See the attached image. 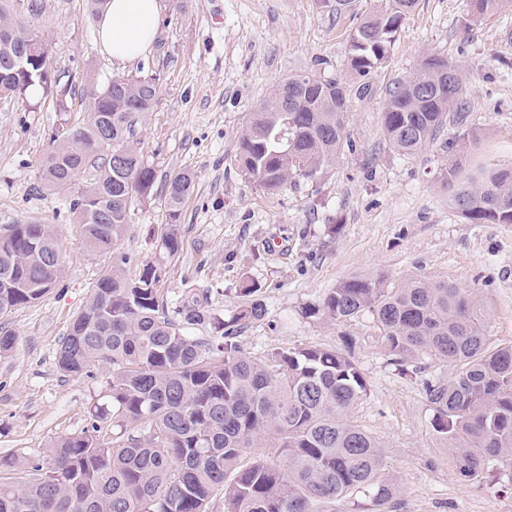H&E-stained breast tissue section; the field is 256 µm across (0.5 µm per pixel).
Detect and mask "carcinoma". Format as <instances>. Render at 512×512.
<instances>
[{
  "label": "carcinoma",
  "mask_w": 512,
  "mask_h": 512,
  "mask_svg": "<svg viewBox=\"0 0 512 512\" xmlns=\"http://www.w3.org/2000/svg\"><path fill=\"white\" fill-rule=\"evenodd\" d=\"M512 0H469L475 21ZM417 0H385L349 34L348 71L358 90L388 56ZM16 38L0 40V72L12 93L26 99L36 85L52 88L49 57H30L19 38L24 21L0 0V18ZM88 118L61 123L39 179L51 192L70 189L90 172L89 185L70 201L84 224V245L112 255V268L91 287L56 353L60 372L80 377L107 364V402L95 422L112 417V443L91 425L61 436L46 456L27 462L0 457V512H336L353 495L383 506L393 496L381 477L377 440L349 419L368 394L354 358L332 348L274 350L264 358L242 353L237 333L264 319V304L249 298L226 323L196 305L170 315L156 288L159 265L126 275L120 250L128 212L153 196L156 170L134 144L136 119L153 110L154 82L118 76L83 88ZM466 85L447 59L430 55L388 90L384 136L413 154L431 141L447 112L462 111ZM347 86L314 73L277 83L249 113L234 161L247 178L276 193L296 177L314 179L351 146ZM189 171L165 180L167 231L160 250L180 249L178 223L194 186ZM471 224H512V165L462 180L450 199ZM62 274L61 250L47 224H12L0 236V316L41 299ZM365 314L383 331L389 354L405 364L424 358L453 367L447 378L424 382L434 431L454 451L461 473L478 479L512 466V344L490 347L487 313L479 296L446 281L412 278L389 287L383 276L342 280L307 318L348 322ZM214 324L218 336L196 327ZM250 448H275L282 465Z\"/></svg>",
  "instance_id": "carcinoma-1"
}]
</instances>
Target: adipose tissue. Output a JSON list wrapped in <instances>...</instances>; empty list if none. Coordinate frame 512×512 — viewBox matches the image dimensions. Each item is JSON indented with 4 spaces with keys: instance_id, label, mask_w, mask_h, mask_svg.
I'll return each mask as SVG.
<instances>
[{
    "instance_id": "adipose-tissue-1",
    "label": "adipose tissue",
    "mask_w": 512,
    "mask_h": 512,
    "mask_svg": "<svg viewBox=\"0 0 512 512\" xmlns=\"http://www.w3.org/2000/svg\"><path fill=\"white\" fill-rule=\"evenodd\" d=\"M161 0H108L98 22L101 49L119 62L144 55L155 37Z\"/></svg>"
}]
</instances>
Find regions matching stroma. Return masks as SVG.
Returning <instances> with one entry per match:
<instances>
[{
  "label": "stroma",
  "instance_id": "obj_1",
  "mask_svg": "<svg viewBox=\"0 0 512 512\" xmlns=\"http://www.w3.org/2000/svg\"><path fill=\"white\" fill-rule=\"evenodd\" d=\"M27 3L13 0V13L41 34L52 84L67 95L61 103L55 91L25 101L0 95V230L50 225L64 274L40 300L0 317V331L16 338L0 356V456L34 458L54 438L93 425L98 438L112 439L111 419L90 416L106 400L108 370L70 377L55 364L112 257L83 246L71 193L43 192L38 183L56 125L87 118L84 85L129 75L158 87L153 112L136 124L144 159L158 181L186 170L196 184L182 206L181 250L169 259L157 249L166 229L160 196L133 204L122 246L128 275L161 264L159 296L168 306L194 298L224 319L241 306L242 285H257L266 316L238 335L247 355L305 346L349 352L369 387L351 418L378 441L382 475L396 489L384 512H512V483L461 476L433 429L423 382L449 369L430 360L417 373L397 370L371 316L338 323L303 314L350 277L381 272L396 285L425 276L475 291L489 312V346L512 344V224L467 222L449 204L448 182L452 163L461 180L512 164V8L475 22L467 0H419L372 72L371 92L348 93L352 149L317 179L272 195L234 161L249 113L286 76L347 78L349 34L384 0H353L342 14L323 0H164L151 48L124 64L101 51L88 0H42L34 17ZM430 55L461 74L465 111L405 155L384 136L383 106L395 81Z\"/></svg>",
  "mask_w": 512,
  "mask_h": 512
}]
</instances>
